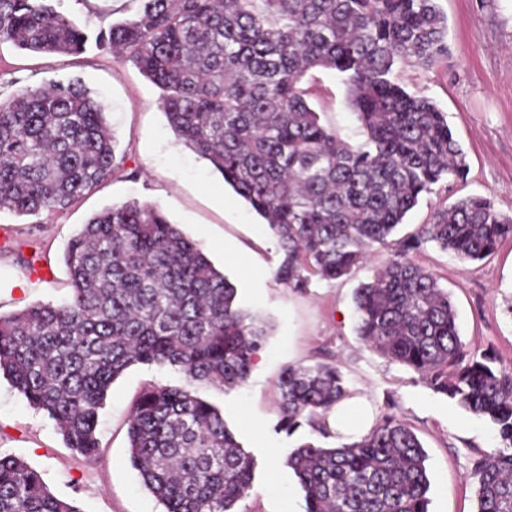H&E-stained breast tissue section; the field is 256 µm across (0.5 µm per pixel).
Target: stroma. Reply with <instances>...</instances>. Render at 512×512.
I'll list each match as a JSON object with an SVG mask.
<instances>
[{"label": "stroma", "mask_w": 512, "mask_h": 512, "mask_svg": "<svg viewBox=\"0 0 512 512\" xmlns=\"http://www.w3.org/2000/svg\"><path fill=\"white\" fill-rule=\"evenodd\" d=\"M438 4L448 18L447 55L431 67L400 64L395 77L445 113L466 153L468 172L464 180L424 195L402 225L405 233L431 223L437 208L472 195L488 197L498 212L512 216V0ZM72 79L103 105L125 170L66 210L0 213V313L70 298L63 255L93 214L130 199L157 204L237 287L241 305L261 313L270 325L242 386L226 392L197 388L223 412L255 459L242 512H306L304 493L285 460L313 432L306 426L290 436L276 432L278 382L285 367L319 362L336 365L350 395H366L375 415L395 413L418 435L431 479L429 512H474L467 474L474 459L498 447L494 428L435 394L418 373L371 350L356 334L353 292L389 262L391 249L373 248L348 278L314 277L305 290L289 288L276 277L280 255L263 219L176 137L159 105V88L131 62L94 49L57 57L0 43V99L25 86ZM303 86L322 121L348 142L359 143L355 116L334 72H312ZM26 260L38 261L43 275L26 271ZM413 260L447 289L467 349L494 352L512 367V239L476 262L459 261L431 244ZM182 381V374L168 367L128 369L100 411V458L90 463L66 447L46 413L29 406L0 377V453L24 459L79 512H164L128 462V419L146 387Z\"/></svg>", "instance_id": "1"}]
</instances>
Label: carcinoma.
<instances>
[{"label": "carcinoma", "instance_id": "1", "mask_svg": "<svg viewBox=\"0 0 512 512\" xmlns=\"http://www.w3.org/2000/svg\"><path fill=\"white\" fill-rule=\"evenodd\" d=\"M81 2L97 23L81 26L51 0H0V42L131 61L161 90L179 140L265 221L288 287L306 288L311 275L342 279L368 250L395 245L389 264L354 290L357 336L494 426L499 446L468 479L475 512H512V369L492 352L465 350L448 291L411 260L429 243L482 260L512 237V217L475 195L391 240L422 195L466 174L445 113L394 78L403 61L432 66L447 54L436 0H127V16L112 21ZM318 68L340 77L360 143L323 124L308 101L301 83ZM119 167L104 108L81 82L0 101V212L64 210ZM64 262L70 300L0 314V374L48 414L68 448L95 461L112 384L135 365L182 372L184 384L151 386L134 401L129 462L164 512H241L253 457L195 385H243L268 324L152 203L92 215ZM279 391L278 430L306 424L324 438L327 414L347 396L330 364L285 368ZM426 461L416 433L387 414L350 444L303 442L286 464L306 512H429ZM0 512L79 510L24 460L0 454Z\"/></svg>", "mask_w": 512, "mask_h": 512}]
</instances>
